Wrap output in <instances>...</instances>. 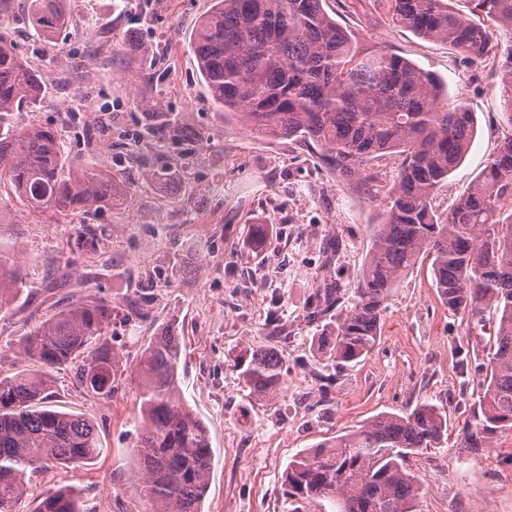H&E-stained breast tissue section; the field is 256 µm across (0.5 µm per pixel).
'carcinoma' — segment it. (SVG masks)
<instances>
[{"label": "carcinoma", "mask_w": 512, "mask_h": 512, "mask_svg": "<svg viewBox=\"0 0 512 512\" xmlns=\"http://www.w3.org/2000/svg\"><path fill=\"white\" fill-rule=\"evenodd\" d=\"M67 0H32L33 23L51 41L67 23ZM193 45L212 100L269 139L314 143L336 175L370 179L369 165L399 160L384 220L372 225L371 247L353 306L323 326L317 350L344 366L369 355L381 339V316L400 280L431 261L442 304L470 320L495 309L488 361L474 365L479 399L472 404L461 445L479 455L512 430V134L504 137L469 191L446 212L433 206L448 175L476 135L474 113L440 103L443 84L408 60L378 51L360 54L324 0H212ZM398 23L459 49L479 64L498 59L492 74L502 113L512 125V44L493 42L490 28L512 33V0H390ZM43 94L39 73L0 35V173L28 206L41 212H87L100 202L122 205L126 195L101 170L66 164L55 131L32 124L12 130L13 113L35 109ZM140 105L156 114L153 133L186 143L199 134L166 116L155 98ZM76 251L97 249L102 233L76 227ZM22 283L0 260V304ZM336 289L318 290L309 318L323 321ZM112 301L89 293L55 309L26 334L20 354L37 364L0 372V512H17L28 474L82 469L103 455L95 425L58 410L51 372L71 368L87 392L109 399L123 372L112 347V326L124 325ZM180 337L169 324L143 345L134 373L141 419L135 450L140 481L153 512H201L212 468L208 427L180 397ZM251 395H271L283 377L273 347L252 346L237 362ZM448 431L443 406L423 403L405 414H382L360 427L296 454L284 475L288 498L330 500L337 512H417L418 476L407 458L440 444ZM31 512H82L73 486L46 490Z\"/></svg>", "instance_id": "1"}]
</instances>
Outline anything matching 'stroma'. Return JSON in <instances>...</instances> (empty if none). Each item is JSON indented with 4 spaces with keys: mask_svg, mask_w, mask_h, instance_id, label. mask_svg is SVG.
Listing matches in <instances>:
<instances>
[{
    "mask_svg": "<svg viewBox=\"0 0 512 512\" xmlns=\"http://www.w3.org/2000/svg\"><path fill=\"white\" fill-rule=\"evenodd\" d=\"M31 4L0 5V34L43 81L40 106L15 113L14 128L52 127L66 158L114 175L127 199L95 213H38L0 184V259L25 276L0 306V372L25 368L18 344L54 303L94 293L120 306L141 285L153 301L148 317L115 329L125 371L111 399L86 394L72 370L54 372L56 405L91 420L104 453L82 470L33 473L21 512L65 485L80 488L85 512H152L133 455L140 402L132 371L143 344L168 324L186 344L181 397L214 448L203 512H294L282 483L295 454L425 401L446 404L448 431L408 459L421 481L419 512H512V432L477 456L460 445L463 405L478 398L463 353L487 354L494 312L478 328L448 311L426 262L394 290L370 355L340 369L316 352L320 329L307 318L308 303L330 283L338 289L333 313L352 305L397 159L373 162L370 180H344L313 147L268 139L222 112L193 51L210 0H67L68 24L50 44L32 23ZM325 9L361 48L414 62L443 82L448 104L474 112L470 150L435 201L448 210L511 130L490 85L493 59L473 65L451 45L418 36L394 20L388 0H326ZM130 42L145 50L134 62L121 52ZM140 96L187 116L198 140L176 146L147 136L157 118L137 107ZM160 166L167 174L158 178ZM85 222L102 228V245L81 254L67 282L49 286L47 273L70 257L74 227ZM254 224L266 230L257 245L246 236ZM271 343L285 366L281 385L274 395L249 396L235 359L248 345ZM319 372L334 378L329 393Z\"/></svg>",
    "mask_w": 512,
    "mask_h": 512,
    "instance_id": "1",
    "label": "stroma"
}]
</instances>
